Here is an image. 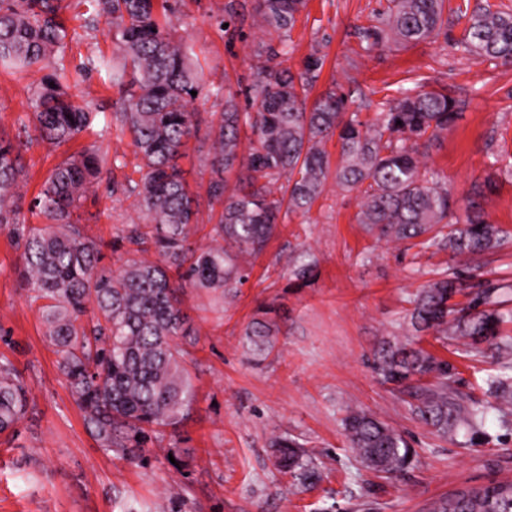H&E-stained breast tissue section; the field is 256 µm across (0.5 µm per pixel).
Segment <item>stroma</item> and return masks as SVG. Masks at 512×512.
<instances>
[{
    "mask_svg": "<svg viewBox=\"0 0 512 512\" xmlns=\"http://www.w3.org/2000/svg\"><path fill=\"white\" fill-rule=\"evenodd\" d=\"M226 0H177V34L193 47L207 83L229 85L240 109L256 77L246 39L257 37L251 16L237 22L238 36L221 31L217 17ZM449 0L448 37L407 47L395 45L358 56L360 27L386 0H308L307 20L291 34L294 50L275 59L299 73L312 49L325 63L315 93L340 87L348 95L375 92L396 96L422 85L464 101L454 129L430 149V165L445 182L458 215L477 202L486 218L508 231L502 246L484 255L452 256L377 238L358 222L357 192L331 188L309 213L283 221L248 281L218 293L186 288L179 306L197 332L187 346L186 366L196 400L176 438L153 449L137 466L100 448L87 431L55 349L44 336L41 312L19 277L20 251L10 227H0V357L7 358L29 387L28 408L13 435H0V512H169L178 491L180 512H428L437 499L469 487L512 480V407L488 410L479 432L458 425L442 438L412 413L405 394L381 383L374 362L383 350L413 341L452 363L463 391H477L497 373L496 351L470 357L461 342L440 344L433 334L415 333L410 299L439 272H454L467 304L474 283L499 291L503 310H512V175L490 166L489 155L512 154V63L480 62L457 46L463 25ZM78 38L66 50L76 90L85 95L93 125L60 148L34 140L23 150L29 172L27 198L64 155L95 145L123 153L126 166L104 174L78 215L88 237L101 243L103 267L119 269L123 246L117 230L135 213L131 202L113 196V181L139 180L129 140L102 134L113 112L116 89L105 72L83 71L88 57L111 56L106 25L84 24V0H63ZM29 78L0 68V134L16 138L19 119H31ZM223 100L194 103L198 132L180 164L199 202L198 224L188 241L200 247L212 229L203 166L208 131ZM308 252L316 273L308 286L290 285L295 257ZM267 308L278 333L275 350L261 358L251 350L246 326ZM351 409L370 413L401 432L417 457L394 479L364 469L347 444L342 419ZM285 436L301 443L319 478L302 484L273 465L269 444ZM186 450L177 471L167 450Z\"/></svg>",
    "mask_w": 512,
    "mask_h": 512,
    "instance_id": "1",
    "label": "stroma"
}]
</instances>
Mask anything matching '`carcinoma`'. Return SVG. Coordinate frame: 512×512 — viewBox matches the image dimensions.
Returning a JSON list of instances; mask_svg holds the SVG:
<instances>
[{"label":"carcinoma","instance_id":"carcinoma-1","mask_svg":"<svg viewBox=\"0 0 512 512\" xmlns=\"http://www.w3.org/2000/svg\"><path fill=\"white\" fill-rule=\"evenodd\" d=\"M86 2L114 44L111 58L86 63L105 69L120 93L104 131L129 138L140 160L139 181H112V192L135 197L137 221L117 235L131 249L119 272L97 269L99 245L79 222L77 211L100 175L125 166L124 157L94 146L55 166L33 201L47 223L26 226L17 223L26 185L23 142L0 136V225H15L23 241L19 275L30 299L40 302L45 337L60 356L87 430L105 452L145 464L149 448L176 435L195 400L183 350L194 331L176 305L177 292L243 285L249 273L240 258L260 257L281 214L309 212L329 185L359 192V223L391 239L444 246L456 256L501 242L503 230L480 211L460 219L428 163L429 149L461 116L462 101L420 87L378 102L362 93L357 108L376 109L367 123L349 111L353 100L332 88L309 100L324 64L319 50L298 75L268 65L292 50L291 32L306 0H254V21L269 39L251 48L258 76L249 89L250 112L240 111L224 86H205L191 47L175 35L168 0ZM446 12L448 0H387L376 23L360 29V48L369 55L390 44L434 42L448 35ZM460 16L464 51L491 64L512 60V10L487 3ZM237 18L229 2L217 24L235 33ZM68 37L61 0H0V66L18 74L41 64L49 70L30 84L34 128L27 138L57 148L86 131L95 116L83 96L71 92L63 63ZM203 93L224 99V111L213 113L207 158L208 201L221 211L211 243L193 249L187 238L198 211L178 159L196 133L191 107ZM334 136L340 151L333 167L326 143ZM148 243L158 260L141 257ZM457 293L448 277L421 289L413 300L415 330H431L443 341L486 340L503 358L512 357V336L496 341L503 322L496 289H479L462 308L451 303ZM244 335L256 355L273 352V322L257 319ZM376 370L383 383L410 395L412 412L438 435L459 423L482 426L487 405L461 391L454 368L437 355L401 346L386 352ZM485 384L487 397L512 403V360ZM27 393L13 364L0 360V434L15 431ZM343 425L362 467L377 474L393 477L417 456L401 433L368 413L351 410ZM271 448L279 471L314 476L298 442L276 436ZM429 512H512V483L458 490Z\"/></svg>","mask_w":512,"mask_h":512}]
</instances>
